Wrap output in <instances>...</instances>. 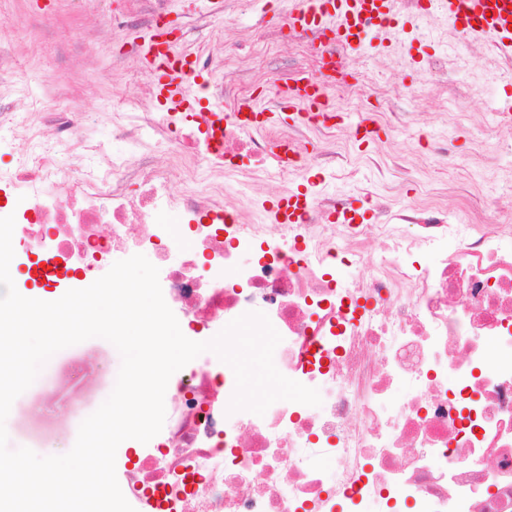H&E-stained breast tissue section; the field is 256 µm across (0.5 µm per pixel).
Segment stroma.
I'll return each instance as SVG.
<instances>
[{
    "mask_svg": "<svg viewBox=\"0 0 512 512\" xmlns=\"http://www.w3.org/2000/svg\"><path fill=\"white\" fill-rule=\"evenodd\" d=\"M167 8L170 27L187 31L177 43L178 52L204 57L223 36L228 22L247 51H256L252 32L280 25L290 4L288 0H169ZM135 9L136 0H0V34L7 38L18 66L28 72L35 91L55 94L54 106L59 110L69 107L73 99H83L92 107L86 116L90 137L108 141L112 138V114L125 105L130 94L127 79L141 83L150 74L135 55L128 59L125 70L116 73L111 69L112 58L120 50L109 36L112 25ZM42 16L52 17L55 32L66 42L80 45L82 61L71 68L61 63L59 46L47 40L37 24ZM451 29L445 16L433 11L420 29L410 30L406 48L415 59L411 66L384 65V58L393 49L376 43L359 51L358 57L380 85L418 84L425 78L419 60L443 51ZM412 108L422 119L404 137L394 136L383 127L371 145L349 142L346 150L363 162L373 150H396L402 139L418 143L444 136L453 139L465 165L457 170H439L435 180L480 182L481 173L469 166L468 160L474 144L484 137L486 102L471 104L465 117L445 124L431 118L432 113L447 111L448 105L441 98L421 97ZM120 366L117 349L101 338L57 352L36 383L12 405L6 420L10 447H27L41 456L69 452L81 422L104 402L112 388V372ZM50 398L56 404L52 411L43 407Z\"/></svg>",
    "mask_w": 512,
    "mask_h": 512,
    "instance_id": "obj_1",
    "label": "stroma"
}]
</instances>
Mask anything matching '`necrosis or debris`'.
Returning a JSON list of instances; mask_svg holds the SVG:
<instances>
[{
	"mask_svg": "<svg viewBox=\"0 0 512 512\" xmlns=\"http://www.w3.org/2000/svg\"><path fill=\"white\" fill-rule=\"evenodd\" d=\"M285 35L315 52L304 77L339 92L328 111L262 134L229 114L154 111L151 86L141 111L112 115L119 152L86 136L83 102L59 111L36 99L12 112L30 82L0 46V152L14 157L0 167V217L14 215V242L76 280L150 256L181 329L210 339L264 313L282 337L276 368L322 398L229 412L234 373L203 353L169 382L165 431L129 461L124 496L152 512H339L344 501L355 512H512V221L497 219L499 190L512 185L501 165L512 101L489 108L474 147L480 188L433 180L406 201L390 177L365 191L370 217L356 222L349 193L317 190L293 224L247 222L251 199L224 196L225 181L243 177L282 180L289 195L307 176L345 173L343 145L358 134L342 96L380 98L379 116L361 120L398 134L418 121L406 107L416 97L443 96L456 113L488 97L512 76V53L472 39L424 59L426 84L393 94L319 29L260 38ZM232 52L225 43L204 67L212 96L233 103L263 68L249 56L224 80ZM161 144L185 172L179 186L154 162ZM175 213L182 223H170Z\"/></svg>",
	"mask_w": 512,
	"mask_h": 512,
	"instance_id": "4bbe7bcc",
	"label": "necrosis or debris"
}]
</instances>
